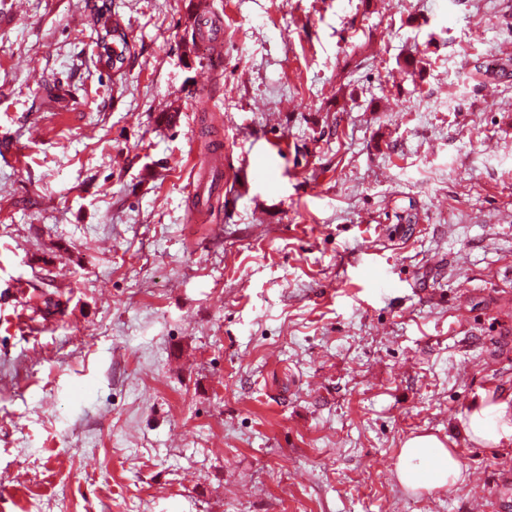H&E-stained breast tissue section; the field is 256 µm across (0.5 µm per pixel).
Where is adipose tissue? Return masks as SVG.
<instances>
[{"mask_svg": "<svg viewBox=\"0 0 512 512\" xmlns=\"http://www.w3.org/2000/svg\"><path fill=\"white\" fill-rule=\"evenodd\" d=\"M467 431L474 441L488 446L512 437V397L474 409ZM396 473L399 482L414 491L427 482L436 486L456 484L463 477V466L455 449L445 447L434 436L418 435L401 448Z\"/></svg>", "mask_w": 512, "mask_h": 512, "instance_id": "1", "label": "adipose tissue"}]
</instances>
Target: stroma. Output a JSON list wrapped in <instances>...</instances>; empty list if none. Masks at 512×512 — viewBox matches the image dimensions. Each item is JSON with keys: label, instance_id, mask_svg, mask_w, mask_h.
I'll use <instances>...</instances> for the list:
<instances>
[{"label": "stroma", "instance_id": "obj_1", "mask_svg": "<svg viewBox=\"0 0 512 512\" xmlns=\"http://www.w3.org/2000/svg\"><path fill=\"white\" fill-rule=\"evenodd\" d=\"M208 2L0 0V512H512V0ZM213 167V168H212ZM214 169V173L212 172ZM224 176V155L222 149L218 148L214 150L212 153V163L210 167L204 169L200 172L197 177V186L194 189V193L197 197V200L201 201V204L204 199V193L206 189H210V186L213 185L216 179L221 180ZM200 204V205H201ZM28 288L29 291L25 297H27L29 302L33 301L32 308L41 313L43 321H47L60 312L61 302L55 299L51 293L43 292L41 287L35 282H29ZM38 291L41 293L38 294ZM466 431L474 441L488 446H497L503 439L512 437V397L474 409ZM429 463L433 464V485H454L463 478L462 462L455 449L445 448L434 436L418 435L408 439L400 450L396 465L399 482L412 491L423 487V472Z\"/></svg>", "mask_w": 512, "mask_h": 512}]
</instances>
